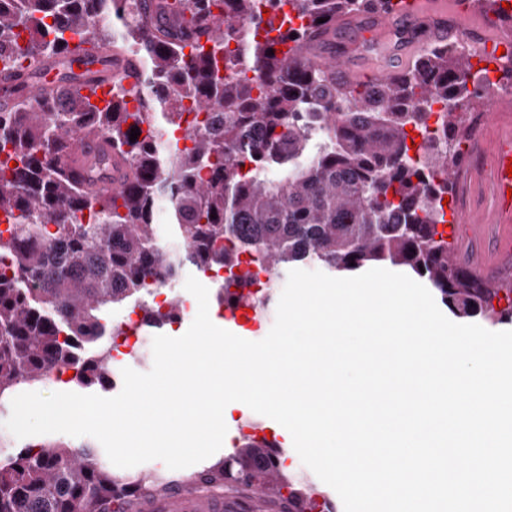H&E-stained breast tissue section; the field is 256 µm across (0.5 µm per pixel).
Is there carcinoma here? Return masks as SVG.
Listing matches in <instances>:
<instances>
[{
	"mask_svg": "<svg viewBox=\"0 0 512 512\" xmlns=\"http://www.w3.org/2000/svg\"><path fill=\"white\" fill-rule=\"evenodd\" d=\"M288 6L300 26L257 40L255 0H155L164 22L152 32L140 0H0L4 70L36 77L42 59L82 63L86 41L109 59L133 53L142 62L138 88L105 107L82 94L89 78L22 95L0 112V212L11 225L0 235V412L19 385L58 368H73L80 386L107 381L111 350L90 348L107 332L123 334L108 326L107 310L186 266L224 270L218 302L254 304L243 286L261 271L389 262L425 278L460 317L512 323V285L479 277L437 229L463 158L449 149L418 168L409 158V131L425 132L433 115L448 143L462 141L466 113L433 106L482 98L469 88V56L425 47L400 76L344 88L309 63L308 34L349 12L390 11L392 0ZM204 24L213 28L207 51L197 37ZM227 38L240 50L224 51ZM130 93L146 105L129 111ZM183 128L191 146L182 148ZM79 136L118 149L132 172L125 187L95 188L112 170L110 151L81 180L71 177L66 158ZM161 200L183 245L168 258L155 233ZM141 306L159 323L180 300L165 313ZM185 484L211 496L259 494L266 512H332L328 494L286 464L276 442L251 434ZM169 490L150 474H109L86 444L42 439L0 456V512H131L135 499Z\"/></svg>",
	"mask_w": 512,
	"mask_h": 512,
	"instance_id": "1",
	"label": "carcinoma"
}]
</instances>
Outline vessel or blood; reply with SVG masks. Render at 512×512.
Masks as SVG:
<instances>
[{"instance_id":"b4317fda","label":"vessel or blood","mask_w":512,"mask_h":512,"mask_svg":"<svg viewBox=\"0 0 512 512\" xmlns=\"http://www.w3.org/2000/svg\"><path fill=\"white\" fill-rule=\"evenodd\" d=\"M391 12L374 16L372 34L395 30L399 22L411 21L422 16L439 19L434 38L441 43H458L461 35L448 29L443 21L450 11L456 10V0H393ZM468 19L481 30L482 37L475 48L476 58L494 65L497 73L512 72V8H504L500 0H474ZM313 63L328 64L337 83L354 88L382 80L380 71L356 69L327 56L316 55ZM97 70L96 82L86 88L87 94L96 96L100 105L112 100L114 77H121L125 87H132L140 77L138 58L123 55L119 66L103 62L101 56L92 59ZM492 120L497 126L496 135L481 141L476 149L477 163L470 171L477 193L489 195L490 206L473 205L459 208L445 207L448 238L455 242L457 255L468 266L490 278L499 277L512 270V176L507 169L512 166V107L495 102ZM105 141L85 139L78 142L70 153L72 171H79L96 153L106 149ZM131 177L121 155L112 157V173L99 184L103 190H119ZM251 502L239 498H210L194 492H182L178 498L144 497L137 501L136 512H251Z\"/></svg>"}]
</instances>
